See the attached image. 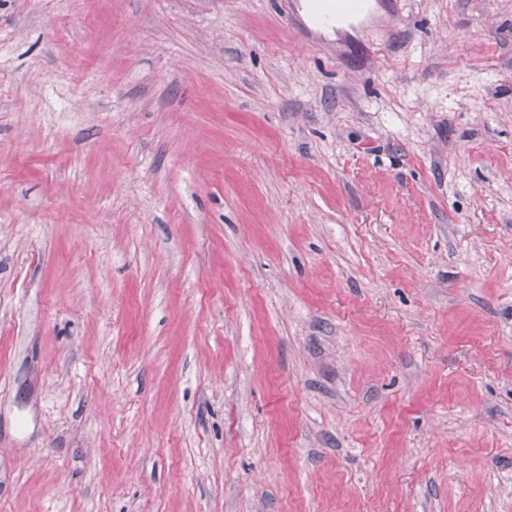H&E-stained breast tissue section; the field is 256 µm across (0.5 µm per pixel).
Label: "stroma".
<instances>
[{"instance_id": "stroma-1", "label": "stroma", "mask_w": 512, "mask_h": 512, "mask_svg": "<svg viewBox=\"0 0 512 512\" xmlns=\"http://www.w3.org/2000/svg\"><path fill=\"white\" fill-rule=\"evenodd\" d=\"M0 0V512H512V0Z\"/></svg>"}]
</instances>
